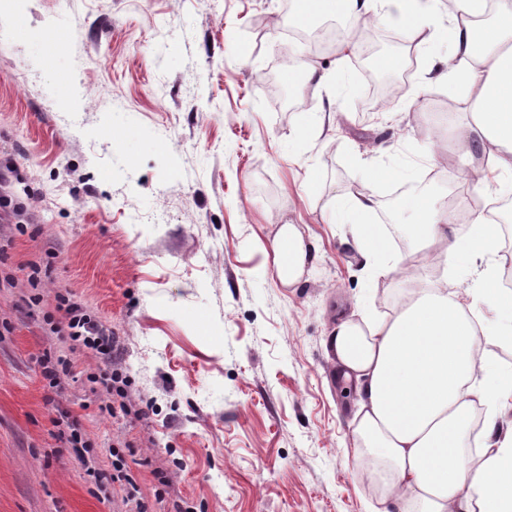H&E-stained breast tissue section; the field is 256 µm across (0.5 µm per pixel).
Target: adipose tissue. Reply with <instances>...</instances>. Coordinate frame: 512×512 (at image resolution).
I'll list each match as a JSON object with an SVG mask.
<instances>
[{"label": "adipose tissue", "instance_id": "obj_1", "mask_svg": "<svg viewBox=\"0 0 512 512\" xmlns=\"http://www.w3.org/2000/svg\"><path fill=\"white\" fill-rule=\"evenodd\" d=\"M453 3L445 12L441 0H298L295 20L373 19L419 36L426 49L444 38L440 78L464 103L448 138L470 163L467 181L486 191L512 182V0ZM489 205L479 199L458 220L455 205L440 211L420 202L409 231L435 251L444 275L434 280L421 275L420 258L402 265L392 255L382 225L369 221L373 195H351L336 212L338 223L353 225L356 249L375 271L399 269L410 283L391 317L342 318L326 338L337 373L356 383L353 456L377 464L376 512H512V429H499L512 411V374L485 372V345L512 343V293L498 286L500 239ZM271 248L280 282L299 283L309 259L301 226L280 225ZM461 258L476 276L466 296L447 280ZM477 405L485 410V449L473 459L464 440Z\"/></svg>", "mask_w": 512, "mask_h": 512}]
</instances>
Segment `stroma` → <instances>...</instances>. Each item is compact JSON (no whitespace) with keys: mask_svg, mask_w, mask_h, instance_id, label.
<instances>
[{"mask_svg":"<svg viewBox=\"0 0 512 512\" xmlns=\"http://www.w3.org/2000/svg\"><path fill=\"white\" fill-rule=\"evenodd\" d=\"M283 0H0V168L26 213L0 219V512H371L352 456L356 394L325 339L340 312L392 313L407 288L365 266L331 199L448 200L439 146L461 98L367 100L360 72L292 91L309 55ZM338 111L300 137L316 113ZM419 162L414 178L358 165ZM311 244L284 287L280 224ZM110 328L130 412L95 352L55 332L58 296ZM67 358L59 382L45 360ZM121 459L131 482L107 481Z\"/></svg>","mask_w":512,"mask_h":512,"instance_id":"stroma-1","label":"stroma"}]
</instances>
